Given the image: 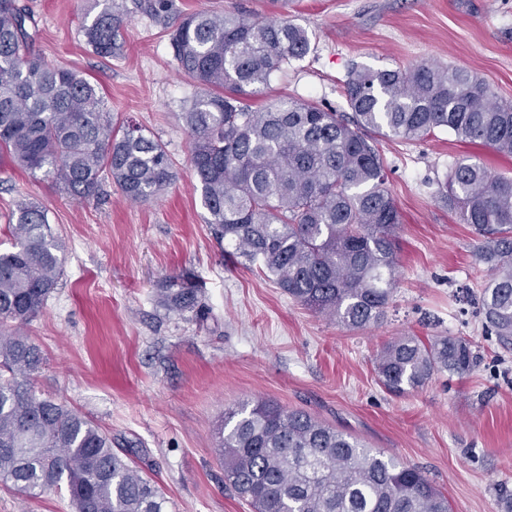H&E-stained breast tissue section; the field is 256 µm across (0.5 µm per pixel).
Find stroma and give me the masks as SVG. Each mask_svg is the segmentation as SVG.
<instances>
[{
  "label": "stroma",
  "instance_id": "35a3bbf8",
  "mask_svg": "<svg viewBox=\"0 0 512 512\" xmlns=\"http://www.w3.org/2000/svg\"><path fill=\"white\" fill-rule=\"evenodd\" d=\"M32 49L96 84L116 123L160 141L175 178L156 200L126 202L111 181L94 198L62 194L43 173L0 158V250L19 199L37 201L65 244L63 275L26 328L44 360L38 394L78 410L150 473L170 512H252L224 482L216 427L256 400L302 409L369 448L425 471L452 512H512V349L484 335L486 274L475 238L438 198L468 156L512 177V157L454 134L382 138L377 148L401 214L399 287L383 321L352 331L295 303L259 266L245 267L214 239L190 166L182 118L201 88L177 69L166 28L195 11H244L306 27L311 50L274 73L258 108L281 98L348 111L351 67L423 61L457 65L512 102V0H173L160 19L124 0L125 25L110 58L82 32L94 0H20ZM186 274L199 307L175 314L155 301ZM463 336L478 356L465 376L436 374L396 397L374 370L380 346L400 336ZM0 512H72L50 491L30 499L0 487Z\"/></svg>",
  "mask_w": 512,
  "mask_h": 512
}]
</instances>
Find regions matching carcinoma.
Returning a JSON list of instances; mask_svg holds the SVG:
<instances>
[{
    "instance_id": "obj_1",
    "label": "carcinoma",
    "mask_w": 512,
    "mask_h": 512,
    "mask_svg": "<svg viewBox=\"0 0 512 512\" xmlns=\"http://www.w3.org/2000/svg\"><path fill=\"white\" fill-rule=\"evenodd\" d=\"M101 9L83 25L92 51L117 50L125 6ZM165 17L172 0H143ZM26 9L0 0V150L15 166L43 172L77 200L115 182L142 203L173 180L163 145L132 123L114 128L96 85L32 52ZM178 69L202 86L184 120L190 163L216 240L232 255L261 262L300 305L350 330L380 323L396 286L401 217L386 187L375 136L412 141L437 129L512 156V103L452 65L421 62L352 69L344 82L349 113L293 99L252 108L290 59L310 51L308 31L243 12H198L170 38ZM440 200L459 210L476 238L489 280L483 327L512 346V178L460 159ZM0 252V484L36 498L63 490L73 512H169V500L134 463L112 449L97 424L33 384L40 348L21 331L44 307L63 272L62 240L39 203L22 199ZM201 288L173 276L157 289L163 309L183 313ZM473 342L403 336L375 358L379 384L394 395L433 375L463 376L476 365ZM224 478L254 512H451L448 497L420 469L374 451L300 410L245 403L218 426Z\"/></svg>"
}]
</instances>
